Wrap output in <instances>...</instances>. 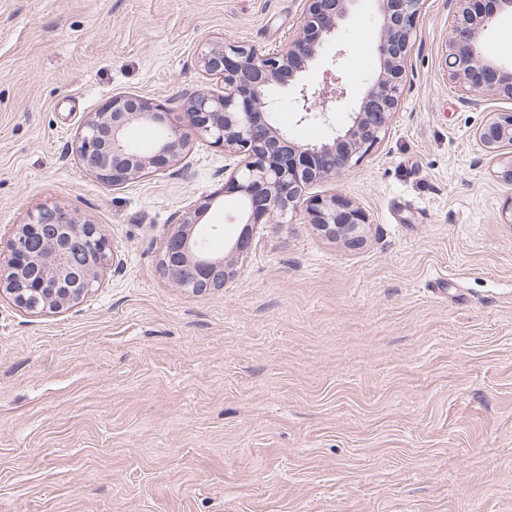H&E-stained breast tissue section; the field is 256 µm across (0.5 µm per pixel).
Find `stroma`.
Instances as JSON below:
<instances>
[{
	"label": "stroma",
	"mask_w": 512,
	"mask_h": 512,
	"mask_svg": "<svg viewBox=\"0 0 512 512\" xmlns=\"http://www.w3.org/2000/svg\"><path fill=\"white\" fill-rule=\"evenodd\" d=\"M302 0H0V234L43 206L100 227L118 256L59 313L0 297V512H512V182L476 131L512 110L464 98L445 65L458 0H426L382 142L310 195L368 217L357 247L305 211L261 224L223 288L158 271L184 207L212 199L214 253L238 235L208 140L128 186L72 146L116 94L180 110L216 82L207 41L283 48ZM369 0L321 54L362 90L378 67ZM295 141L346 127L298 122Z\"/></svg>",
	"instance_id": "stroma-1"
}]
</instances>
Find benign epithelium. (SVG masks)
I'll return each mask as SVG.
<instances>
[{"instance_id":"1","label":"benign epithelium","mask_w":512,"mask_h":512,"mask_svg":"<svg viewBox=\"0 0 512 512\" xmlns=\"http://www.w3.org/2000/svg\"><path fill=\"white\" fill-rule=\"evenodd\" d=\"M303 2L301 29L285 48L266 52L237 42L202 44L199 63L207 75L224 85V91L190 92L181 112L139 95L116 94L85 122L75 140L72 150L82 167L114 189L177 161L194 137L238 155L221 195L245 203L243 209L234 211L241 230L224 244L225 255H216L200 249L205 235L198 230L213 199L183 210L165 236L159 260L160 273L175 288L197 293L224 287L238 263L248 257L254 228L285 224L288 215L300 209L325 236L350 247L364 241L367 216L362 208L336 192L308 196L306 190L315 182L335 178L384 138L402 99L424 0H372L379 69L366 82L350 113L351 124L321 144H299L274 125L273 93L286 85L296 87L291 104L300 120L316 113L330 122V115L347 98L338 63L322 72L319 87L313 91L299 83L298 75L317 62L324 42L336 33L358 0ZM461 2L464 7L448 37L447 70L467 94L492 92L512 99V72L503 71L482 49L483 35L497 22V12L512 14V0H497L496 11L479 7L477 0ZM136 126L157 129L161 133L158 144L147 152L132 150L131 131ZM476 136L490 155L512 147V111L490 113ZM37 229L46 242L38 254L30 246V235ZM6 247L9 260L0 292H7L17 306L33 313H59L78 303L99 287L111 259L107 238L97 226L79 223L61 206L39 209L31 222L15 228ZM27 265L40 271L37 280L19 277Z\"/></svg>"}]
</instances>
